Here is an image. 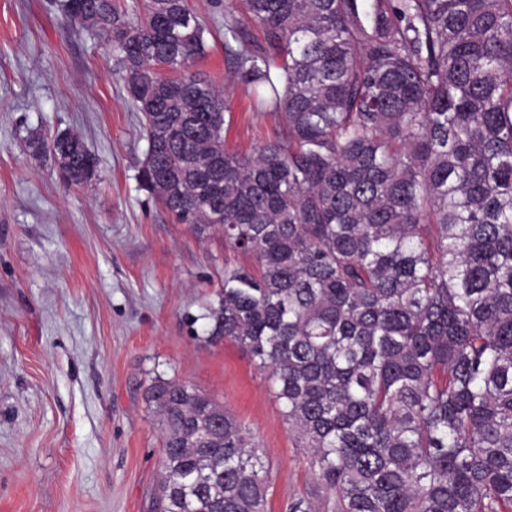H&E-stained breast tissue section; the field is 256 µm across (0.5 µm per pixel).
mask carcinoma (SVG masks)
Masks as SVG:
<instances>
[{"mask_svg": "<svg viewBox=\"0 0 512 512\" xmlns=\"http://www.w3.org/2000/svg\"><path fill=\"white\" fill-rule=\"evenodd\" d=\"M224 50L283 130L224 147L187 0H72L104 32L147 142L140 187L224 263L206 334L266 374L331 512H512V0H240ZM60 176L83 140L30 135ZM160 512H265L267 456L186 381L146 390Z\"/></svg>", "mask_w": 512, "mask_h": 512, "instance_id": "1", "label": "carcinoma"}]
</instances>
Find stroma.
Instances as JSON below:
<instances>
[{"label": "stroma", "mask_w": 512, "mask_h": 512, "mask_svg": "<svg viewBox=\"0 0 512 512\" xmlns=\"http://www.w3.org/2000/svg\"><path fill=\"white\" fill-rule=\"evenodd\" d=\"M211 27L194 65L231 105L228 148L282 127L255 112L224 52L237 0H188ZM80 134L99 161L67 185L24 142ZM139 118L98 30L59 0H0V512H157L161 438L144 398L155 376L208 393L272 467L268 512L323 494L263 373L203 327L233 258L221 233L173 223L139 186Z\"/></svg>", "instance_id": "obj_1"}]
</instances>
